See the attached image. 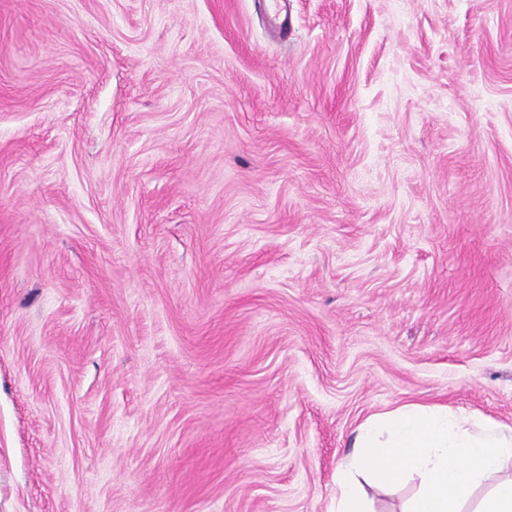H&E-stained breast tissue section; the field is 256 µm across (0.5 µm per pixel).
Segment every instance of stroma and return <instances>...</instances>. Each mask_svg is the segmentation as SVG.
<instances>
[{
    "label": "stroma",
    "mask_w": 512,
    "mask_h": 512,
    "mask_svg": "<svg viewBox=\"0 0 512 512\" xmlns=\"http://www.w3.org/2000/svg\"><path fill=\"white\" fill-rule=\"evenodd\" d=\"M411 403L512 427V0H0V512H330Z\"/></svg>",
    "instance_id": "35a3bbf8"
}]
</instances>
